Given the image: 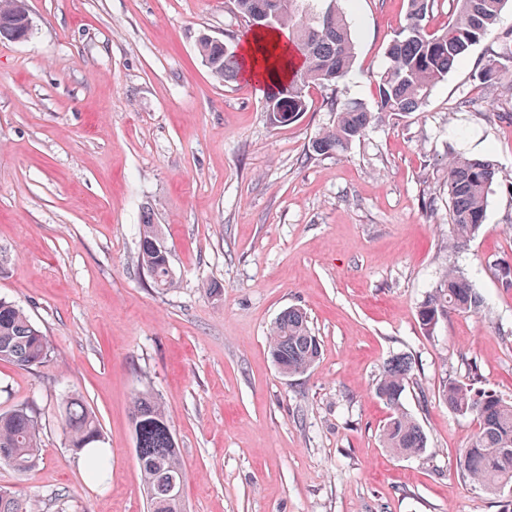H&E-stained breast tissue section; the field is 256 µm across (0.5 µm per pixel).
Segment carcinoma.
Segmentation results:
<instances>
[{
  "mask_svg": "<svg viewBox=\"0 0 512 512\" xmlns=\"http://www.w3.org/2000/svg\"><path fill=\"white\" fill-rule=\"evenodd\" d=\"M512 0H452L455 9L448 26L432 31L427 18L436 0H407L406 24L386 49L387 65L376 78L377 110L372 111L353 99L330 101L335 112L333 123L312 140L317 155L343 152L367 130L385 118L422 110L432 89L459 67L471 47L479 44L498 23ZM271 0H230L234 12L250 30L288 31L292 52L301 60L294 68L286 64L289 78L268 86L266 108L272 123L280 126L294 122L308 109V89L313 86L336 90L349 75L355 60V42L342 8L324 26L308 21L318 13L324 0H277V15L267 23L261 17ZM33 32L26 0H0V38L12 41L28 39ZM198 53L202 62L219 80H237L241 66L237 50L203 37ZM478 78L488 89L503 80L512 82V48L487 56ZM503 184L499 170L489 159L456 153L448 159V224L450 245L462 248L482 230L490 193ZM161 239L158 225H141L139 257L155 288H171L174 278L169 254L159 253L153 242ZM484 297L463 270L446 269L436 286L418 307V318L427 333L452 313L478 312ZM269 352L285 376L309 370L320 356V343L313 334L305 312L296 307L284 310L272 323ZM48 342L24 310L0 298V361L27 368L37 367L48 357ZM411 357L396 355L382 367L375 394L390 410L382 429L384 447L405 457L419 456L427 448V437L416 419L406 411L402 399L414 378ZM455 413L469 415L479 422L471 446L459 457L462 477L475 485L497 489L512 483V403H506L488 390H474L455 380H447L438 392ZM137 462L145 489L149 512H183V503L167 495L162 487L174 483L184 486L186 473L180 456L171 444L173 437L162 403L149 392L138 393L132 401ZM63 428L69 446L85 455L89 477L97 481L107 477L110 458L101 447V428L96 414L83 398L73 393L65 400ZM40 422L30 407L0 413V461L17 474L30 472L39 460ZM0 512H32L30 499L0 489Z\"/></svg>",
  "mask_w": 512,
  "mask_h": 512,
  "instance_id": "cac0c4a2",
  "label": "carcinoma"
}]
</instances>
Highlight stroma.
<instances>
[{
    "label": "stroma",
    "mask_w": 512,
    "mask_h": 512,
    "mask_svg": "<svg viewBox=\"0 0 512 512\" xmlns=\"http://www.w3.org/2000/svg\"><path fill=\"white\" fill-rule=\"evenodd\" d=\"M33 33L0 39V298L46 336L49 360L0 361V412H40L26 477L0 462L33 512H147L131 402L164 404L185 467L186 512H512L457 462L478 428L438 396L457 380L512 402V196L488 197L483 231L448 247V158L488 157L512 181V83L477 72L512 30L504 11L421 111L379 123L347 151L308 147L331 95L375 107V77L407 0H342L356 60L337 92L311 88L273 125L247 79L224 84L201 36L239 32L228 0H27ZM159 224L176 279L153 287L139 228ZM461 267L486 300L434 334L417 311ZM301 308L320 342L283 376L268 330ZM416 361L403 404L418 457L384 448L383 365ZM79 393L111 452L107 484L69 447L62 400Z\"/></svg>",
    "instance_id": "35a3bbf8"
}]
</instances>
